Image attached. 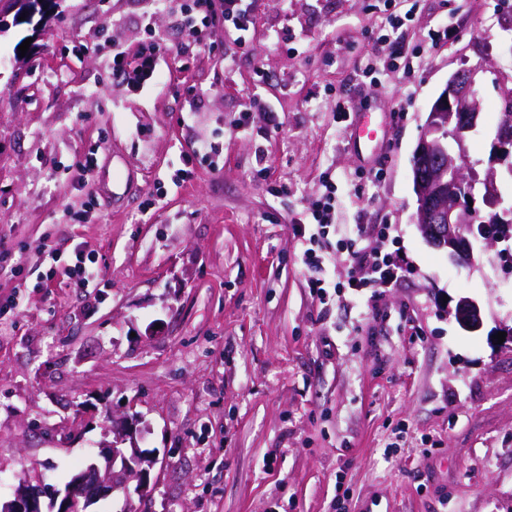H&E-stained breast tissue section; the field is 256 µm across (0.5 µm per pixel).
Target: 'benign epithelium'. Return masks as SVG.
<instances>
[{
    "label": "benign epithelium",
    "mask_w": 512,
    "mask_h": 512,
    "mask_svg": "<svg viewBox=\"0 0 512 512\" xmlns=\"http://www.w3.org/2000/svg\"><path fill=\"white\" fill-rule=\"evenodd\" d=\"M42 3L33 0H0V19L8 15L25 17L30 21ZM483 71L478 65L454 73L444 90L435 100L424 123L423 134L415 150V157L425 161L427 173L413 179L417 195L416 221L422 237L433 247L444 250L459 266L474 265V252L470 238L480 236L486 241L497 237L484 227L475 226V214L465 204L467 195L465 177V146L467 134L479 118L480 101L477 97V75ZM496 152L490 161L485 181V196L497 197L496 164L512 157V120L504 119L496 132ZM459 325L468 332H477L483 325L479 306L463 298L452 310ZM153 460L138 451L126 455L112 448L105 457L104 468L90 465L71 480L64 492L52 493L49 512H88L93 500L112 494L133 476L142 495L151 492L150 469ZM43 490L24 480L18 485L12 499L0 503V512H42L40 498Z\"/></svg>",
    "instance_id": "benign-epithelium-1"
}]
</instances>
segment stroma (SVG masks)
Instances as JSON below:
<instances>
[{
    "mask_svg": "<svg viewBox=\"0 0 512 512\" xmlns=\"http://www.w3.org/2000/svg\"><path fill=\"white\" fill-rule=\"evenodd\" d=\"M398 2V46L384 0H246L247 39L228 25L186 53L159 14L169 51L144 82L112 77L113 43L133 56L150 42L141 0H62L45 29L0 35V303L19 302L0 315V500L25 479L63 488L116 442L117 419L134 432L122 449L155 458L157 489L90 512H512V342L495 339L512 327V240L455 265L420 235L412 180L432 103L481 62L465 150L484 179L512 0ZM442 24L452 42L432 47ZM399 55L409 72L389 70ZM363 116L379 144L358 143ZM213 142L220 157L194 156ZM328 178L317 290L299 222ZM357 224L395 254V287L347 288L337 243ZM77 246L102 287L70 278ZM462 297L479 332L448 314Z\"/></svg>",
    "mask_w": 512,
    "mask_h": 512,
    "instance_id": "stroma-1",
    "label": "stroma"
}]
</instances>
